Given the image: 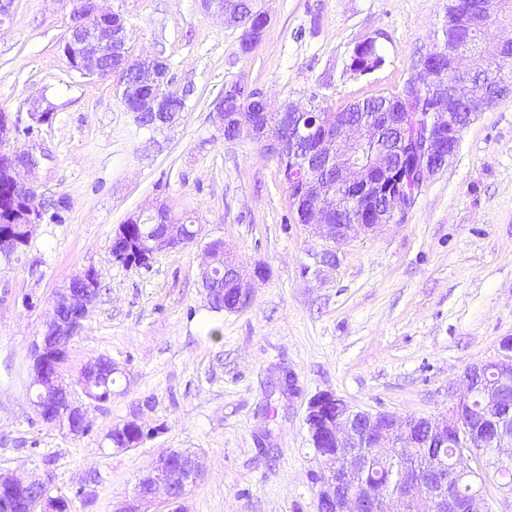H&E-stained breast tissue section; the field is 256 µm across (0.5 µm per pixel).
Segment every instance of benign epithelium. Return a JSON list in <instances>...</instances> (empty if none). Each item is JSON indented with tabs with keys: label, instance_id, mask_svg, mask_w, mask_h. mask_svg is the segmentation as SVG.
I'll use <instances>...</instances> for the list:
<instances>
[{
	"label": "benign epithelium",
	"instance_id": "benign-epithelium-1",
	"mask_svg": "<svg viewBox=\"0 0 512 512\" xmlns=\"http://www.w3.org/2000/svg\"><path fill=\"white\" fill-rule=\"evenodd\" d=\"M72 3L70 13L69 35L66 46L77 51L85 78L109 79L112 69L102 66V61L112 58L113 50H120L127 44V30L122 17L117 12L99 9L97 0H69ZM461 8L471 18L476 29L486 26L485 12L471 4L470 0H461ZM253 15L260 18L259 23L243 26L241 45L249 47L258 44L270 22V16L259 4H254ZM431 55L438 57L441 67L450 73L476 71L483 67V60L469 52L463 46L436 47ZM119 62L132 72L136 79L118 87L121 97L138 99V106L143 112L167 111V97L172 93L171 81L167 77L166 64L150 57L131 59L124 55ZM417 71L425 78L424 85L430 89L435 99V111L415 116V120L424 123V131L419 139L418 159L406 163V151L401 149L403 137L409 134L410 118L407 112H386L383 116L384 126L399 134L397 143L393 144L379 139L381 124L372 119L360 124L347 122L345 114L330 112L320 122L316 151L320 157L336 167V181L346 186L357 188L356 202L359 215L349 224L331 223L332 211L324 207L321 198L326 194L325 185L318 179L310 177L307 169L299 166L290 168L288 193L291 203L298 202L293 195V188L310 198V204L299 223L309 227L313 234L326 246H341L361 235L376 233L381 227L394 222H401L414 207L421 194L424 183L431 176L446 169L442 159L457 153L460 145V126L456 124L458 113L455 112L457 101L448 98L444 92L446 76L437 73L428 65H421ZM503 87L489 86L482 82L470 86L468 101L481 108L489 101L498 100ZM247 95L245 89L234 85L224 89L223 95L213 103L212 116L223 126L229 121L238 122L242 137L256 140L263 144L265 151L279 158L286 154L285 144L293 145L299 139L310 135L311 125L308 117L312 110L301 109L287 101L277 108H271L266 94L254 90V98L263 104L265 113H288L294 119L293 134L288 141H283L274 134L267 124L255 115L248 116L241 112V101ZM377 142L375 155L369 162L359 159V149L364 143ZM47 154L46 148L34 144L23 151L8 152L10 166L6 176L12 187L19 194L20 211L27 221V236L33 235L36 225L42 223L46 216L43 194L39 193L37 172L40 159ZM262 266L253 268L250 273L243 272L230 258H224V289H232L237 300L232 309L247 307L252 299L254 285L260 279ZM94 268L88 267L72 278L81 284L84 291L74 293L69 288L56 292L51 318L34 351V381L39 384L46 377L42 354L49 350L59 352L56 368L62 369L65 362L69 341L77 335L89 314L95 295L93 293L92 275ZM492 369L503 383L512 381V337H505L500 342L498 358L487 364L475 363L470 366V374L464 375L462 391L452 407L446 413L421 417L416 415L401 416L390 411H369L353 408L369 427L371 447H366L359 431L353 426L350 417L342 414L326 418L323 425H318L317 415L322 406L329 402H338L340 398L332 393H320L310 399L304 419L311 443L319 438L327 440L334 453L317 452L321 460V478L317 481L319 488L316 500L319 503L333 505L334 512H361L362 497L358 493L348 492L344 488L346 475L367 467L376 458L396 459L405 448L417 447L414 429L424 424L431 437L436 441L448 439V433L459 428L462 414L470 409L475 395H481L483 404L492 407L497 403L498 386L489 385L482 388L473 384L472 373L482 374ZM51 395L63 397L66 419L81 425L87 424L86 410L77 405L78 390L72 384L54 386ZM512 460V434L503 433L496 438L494 462L504 464ZM204 476L203 457L192 454L188 457L178 456L169 451L154 460L141 473L134 490V495L125 500L114 512H145L143 507L152 501L158 491H163L165 503L170 512H185L184 501L189 489ZM399 483V492L383 493L377 504L376 512H406L409 500L407 491L413 485H421L419 500L426 504L425 512H448V501L442 496L444 484L448 481V466L438 470L422 473L405 470L395 476ZM46 484L40 477L23 478L14 472H0V494L5 496L16 487L37 488ZM62 503L55 499L34 496L30 498L21 512H60Z\"/></svg>",
	"mask_w": 512,
	"mask_h": 512
}]
</instances>
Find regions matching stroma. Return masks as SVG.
<instances>
[{
  "label": "stroma",
  "mask_w": 512,
  "mask_h": 512,
  "mask_svg": "<svg viewBox=\"0 0 512 512\" xmlns=\"http://www.w3.org/2000/svg\"><path fill=\"white\" fill-rule=\"evenodd\" d=\"M262 3L270 22L246 53L241 28L202 0H101L124 18L131 56L164 60L173 88L193 90L176 126L154 133L137 129L112 81L70 70V0H12L0 25V111L23 128L10 147L45 144L39 182L65 203L20 261L0 264V470L46 476L74 512H113L170 449L204 459L187 512H316L313 396L437 415L466 368L496 360L512 336V97L474 118L401 223L341 245L331 269L316 265L323 243L298 224L276 159L256 141L225 140L211 117L234 83L325 110L391 92L435 43L448 0ZM366 40L383 61L360 73L351 58ZM45 101L52 123L30 125ZM159 201L196 217L203 240L145 268L113 262L118 226ZM213 239L244 271H270L246 309L209 308L201 270ZM90 266L102 290L64 374L103 356L122 375L109 402L89 407L92 433L76 438L30 406V351L55 292ZM130 420L151 437L106 448L103 434Z\"/></svg>",
  "instance_id": "obj_1"
}]
</instances>
